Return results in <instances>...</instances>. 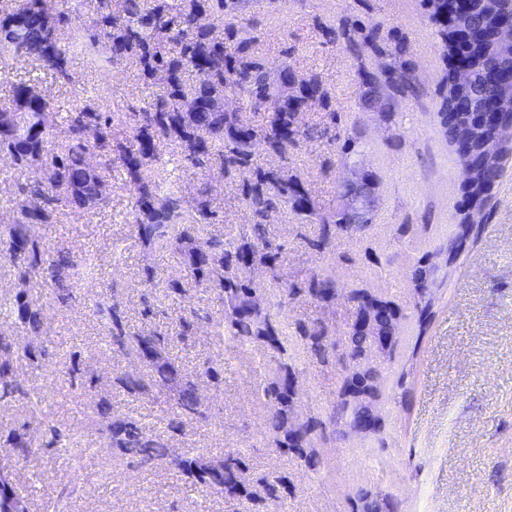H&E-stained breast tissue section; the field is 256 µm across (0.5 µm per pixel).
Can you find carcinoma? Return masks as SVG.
Returning a JSON list of instances; mask_svg holds the SVG:
<instances>
[{"mask_svg": "<svg viewBox=\"0 0 512 512\" xmlns=\"http://www.w3.org/2000/svg\"><path fill=\"white\" fill-rule=\"evenodd\" d=\"M248 2L180 0L175 22L164 0H123L120 14L112 10V0H94L83 28L72 27L70 16L84 12L88 0H12L9 11L0 14L1 60H14L20 55L24 62L35 64L55 81L66 84L71 81L70 64L75 56L107 69L132 57L143 77L150 78L162 70L168 82L165 94L142 107L115 102L102 109L76 94L63 116L54 111L34 83L23 79L13 85L11 110L15 122L0 124V158L8 161L0 169V182L8 185L6 203L13 208L15 218L0 231V266L17 283L18 291L13 302L0 304V316L36 336L42 326L39 301L50 300L62 309L88 304L105 332L109 351L131 356L143 365L141 371L112 374V386L134 398L166 397L173 409L168 428L179 433L214 420V413L198 394V381L203 376L218 379L224 363L207 358L195 371L188 372L170 358L171 342L196 340L199 326L205 323L215 335L236 346H260L278 361L274 377L262 388L269 407L267 434L283 453L311 462L312 435L322 422L294 416L291 403L296 372L282 361L287 353L285 332L277 311L252 307L254 283L247 272L253 266L275 271L282 245L268 237L267 225L282 210L290 208L303 223L317 225L316 235L304 240L319 253L331 251L342 234L351 239L362 237L369 225L316 213L298 181L283 171L254 166L260 150L286 161L289 151L302 142H335L336 113H329V120L320 127L298 122L302 110L328 105L329 91L317 76H298L290 71L286 77L296 85V92L286 102L274 105L278 89L269 81L265 65L251 53L255 36L244 17ZM17 22L22 25L18 41L11 37ZM331 35L343 41L357 59L368 52L382 60L383 69L372 81L382 85L391 78L395 80L389 106L418 97L420 87L413 66L401 58L399 48L381 40L375 30L346 23ZM227 40L233 42L231 52L225 45ZM494 69L511 70L512 57L497 53L493 41L487 39L476 61L475 92L490 93L486 72ZM192 72L198 81L188 84L184 75ZM228 90L264 112L261 126H243L237 113L224 111L218 100ZM470 105L467 97L443 100L438 116L448 146H453L456 138L451 112H467ZM60 119L67 129L61 144L54 136ZM120 132L138 143L137 151L123 145L117 138ZM91 150L98 153L103 169L119 168L125 175V189L131 195L130 236L154 250L175 248L184 253L189 273L185 280L169 283V294L182 298L187 286L199 288L220 302L222 313L201 306L184 308L176 311L173 336L158 329L133 332L125 305L115 293L103 289L91 296H75L71 283L89 267V259L69 246L47 248L30 235V226L50 224L57 213L68 208L100 209L108 204L102 173L89 172L87 155ZM170 152L194 166L249 175L243 188L252 217L249 236L226 239L222 233L208 231L217 223L211 188L205 182L196 197L185 199L161 175L163 158ZM38 159L46 161L48 173L43 180L30 181L25 166ZM301 292L329 303L336 297V281L315 272L304 287L289 289L293 296ZM298 333L306 353L316 361L325 362L335 351V343L322 329L301 325ZM372 346L370 339L350 334L349 359L362 356ZM62 359L59 346L50 340L33 349H21L10 338L0 336V405L22 408L27 413L23 422L0 430V450L15 463V471L0 481V503L18 505L22 512H32V502L28 494L18 491L21 471L39 451L69 447L76 441V433L50 416L42 406L40 389L21 380L16 367L24 360L47 367ZM67 375L74 388L99 379L96 369L88 366H75ZM385 382L378 369L361 384L345 377L330 420L342 421L349 428L371 418L380 422L372 408L381 403ZM97 413L102 419L101 434L139 471H151L165 461L207 494L230 501L244 499L254 512H276L283 494L288 492L285 477L272 471L260 479L263 494L253 493L243 480L241 458L224 453L222 448L211 457L175 456L164 434L148 432L132 416L112 417L105 400H100ZM79 492V486L61 483L45 509L68 512Z\"/></svg>", "mask_w": 512, "mask_h": 512, "instance_id": "obj_1", "label": "carcinoma"}]
</instances>
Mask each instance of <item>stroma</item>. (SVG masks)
Listing matches in <instances>:
<instances>
[{
	"mask_svg": "<svg viewBox=\"0 0 512 512\" xmlns=\"http://www.w3.org/2000/svg\"><path fill=\"white\" fill-rule=\"evenodd\" d=\"M247 17L256 30L254 51L265 66L285 62L297 74H316L327 85V106L308 109L306 124L322 125L332 112L338 133L355 127L363 133L348 157L342 143H307L292 150L287 161L262 154L256 165L287 168L315 210L328 216L342 205L339 184L351 160L369 173L379 205L366 238L339 237L324 255L304 241L312 226L302 225L293 212H281L268 227L270 239L283 246L277 268L253 275L264 285L268 302L279 305L288 327L291 364L303 385L294 398L295 411L324 421L313 439L317 464L280 454L265 435L268 408L261 389L270 364L262 349L234 350L206 326L195 341L173 343L170 354L189 370L206 358L223 360L219 380L199 382L216 420L184 436L170 434L171 448L178 454L221 448L240 455L253 483L268 472H280L289 492L277 512H364L393 500L403 512H512V157L492 192L494 207L485 232L451 265L440 266L437 277L443 285L431 291L433 318L419 327L410 274L434 259L462 219V172L436 116L448 65L422 0H252ZM345 22L364 23L400 41L419 80V98L405 99L394 110L376 103L363 107L368 77L378 68L372 55L357 59L342 43L330 42L328 30ZM71 72L69 85L40 78L55 111H67L78 87L99 104L139 105L167 87L160 75L142 81L130 62L94 70L76 57ZM164 169L189 199L209 183L220 230L238 238L248 234L251 217L241 175L208 172L171 155ZM103 177L109 196L105 209L66 210L53 223L32 228L49 247L67 243L95 255L96 278L75 281V292L90 295L116 286L134 332L167 328L179 308L219 310L218 302L207 301L195 288L178 300L167 297V283L185 275L181 254L155 252L129 239L125 218L130 198L123 175L115 169ZM147 269L155 283L148 316L139 285ZM314 271L335 279V301L284 296V289L301 286ZM354 288L391 300L406 317L405 331L391 351L371 357L387 378L388 396L378 406L381 429L368 434L343 432L328 421L345 377L341 354L354 320L346 296ZM42 313L43 337L80 355L101 375L137 368L135 360L107 354L101 329L84 306L66 311L46 301ZM301 325L324 329L337 357L308 361L297 334ZM42 387L55 419L83 432L88 444L86 465L79 469L47 453L34 457L30 470L37 505L45 504L58 482L69 481L81 489L69 512H248L205 497L171 465L145 473L131 468L92 423L91 409L104 399L113 416L141 417L149 431H157L172 415L165 398L136 400L112 387L85 394L71 388L62 374Z\"/></svg>",
	"mask_w": 512,
	"mask_h": 512,
	"instance_id": "stroma-1",
	"label": "stroma"
}]
</instances>
